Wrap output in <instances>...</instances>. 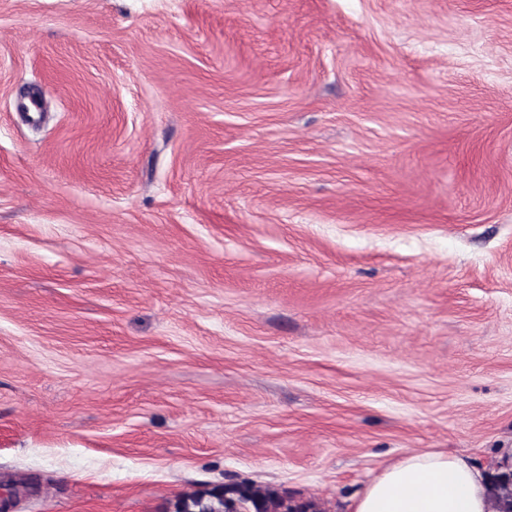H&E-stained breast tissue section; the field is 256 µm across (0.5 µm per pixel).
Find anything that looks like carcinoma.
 <instances>
[{
    "instance_id": "carcinoma-1",
    "label": "carcinoma",
    "mask_w": 512,
    "mask_h": 512,
    "mask_svg": "<svg viewBox=\"0 0 512 512\" xmlns=\"http://www.w3.org/2000/svg\"><path fill=\"white\" fill-rule=\"evenodd\" d=\"M498 512H512V474L495 478ZM174 512H317L314 502H296L248 484L207 487L179 498Z\"/></svg>"
}]
</instances>
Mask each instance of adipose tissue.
Wrapping results in <instances>:
<instances>
[{
  "instance_id": "obj_1",
  "label": "adipose tissue",
  "mask_w": 512,
  "mask_h": 512,
  "mask_svg": "<svg viewBox=\"0 0 512 512\" xmlns=\"http://www.w3.org/2000/svg\"><path fill=\"white\" fill-rule=\"evenodd\" d=\"M512 471V448L490 467L437 448H418L385 465L350 512H495L491 483Z\"/></svg>"
}]
</instances>
